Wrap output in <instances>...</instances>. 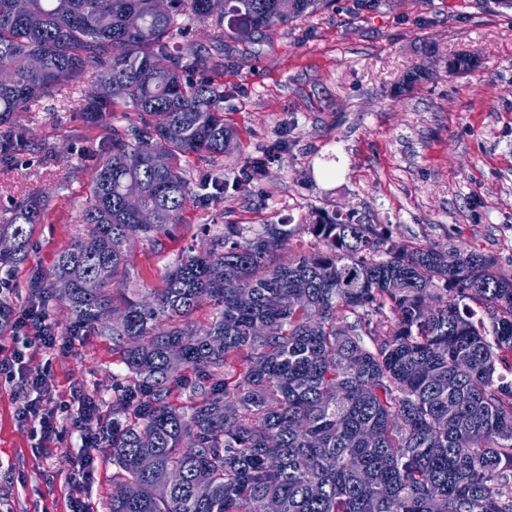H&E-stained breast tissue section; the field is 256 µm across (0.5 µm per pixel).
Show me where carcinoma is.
I'll return each mask as SVG.
<instances>
[{
	"label": "carcinoma",
	"mask_w": 512,
	"mask_h": 512,
	"mask_svg": "<svg viewBox=\"0 0 512 512\" xmlns=\"http://www.w3.org/2000/svg\"><path fill=\"white\" fill-rule=\"evenodd\" d=\"M319 4L0 0V162L28 147L14 115L85 72L99 76L87 123L137 114L99 146L87 233L30 282L32 302L64 305L68 335L110 337L125 368L103 433L109 512H512V274L495 256L459 247L450 268L445 246L325 211L226 224L163 287L125 296L130 240L162 245L197 198L182 158L236 146L224 39L247 46ZM50 199L0 222L4 276ZM301 234L312 252L288 249ZM203 307L208 322H188Z\"/></svg>",
	"instance_id": "carcinoma-1"
}]
</instances>
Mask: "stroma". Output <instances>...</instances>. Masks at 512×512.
<instances>
[{
  "label": "stroma",
  "mask_w": 512,
  "mask_h": 512,
  "mask_svg": "<svg viewBox=\"0 0 512 512\" xmlns=\"http://www.w3.org/2000/svg\"><path fill=\"white\" fill-rule=\"evenodd\" d=\"M477 58L448 76L449 58ZM417 69L429 76L402 98L392 89ZM42 100L15 121L30 142L18 165L0 164V219L20 200L53 189L52 218L34 225L28 261L11 273L12 303H28V284L54 255L85 233L79 222L95 155L113 128L134 120L116 113L93 126L76 103L92 85ZM224 122L238 138L230 156L191 154L183 165L195 188L222 175V197L188 205L161 246L135 241L126 286L158 288L170 266L207 232L227 224L309 221L321 209L354 211L399 243L455 244L495 256L512 271V6L504 0H329L244 46L224 43ZM266 161L262 178L243 168ZM118 356L107 336L69 338L54 355L28 362L50 372L56 400L82 386L112 416ZM22 393L0 386V512H67L81 495L107 512L112 458L102 453L94 480L75 490L70 461L82 455L64 431L45 453L31 450L15 409Z\"/></svg>",
  "instance_id": "35a3bbf8"
}]
</instances>
